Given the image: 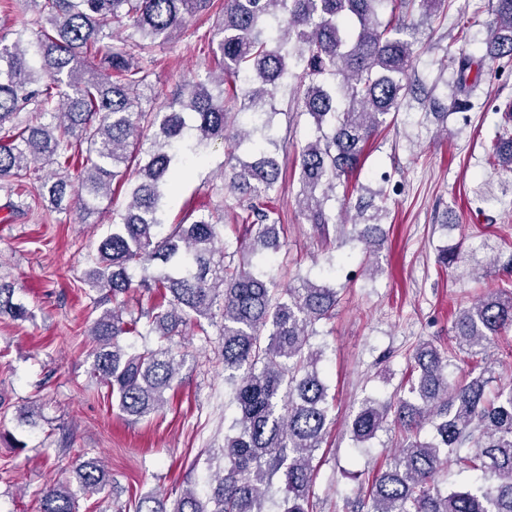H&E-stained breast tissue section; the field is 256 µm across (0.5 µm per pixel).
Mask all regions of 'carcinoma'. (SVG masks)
<instances>
[{"mask_svg": "<svg viewBox=\"0 0 512 512\" xmlns=\"http://www.w3.org/2000/svg\"><path fill=\"white\" fill-rule=\"evenodd\" d=\"M30 16L16 39L0 35V222L11 224L42 208H70L75 170L86 217L125 187L127 204L112 210V229L88 255L87 282L102 308L91 328L94 375L137 419L158 411L178 385L184 356L172 337L189 324L210 342L205 324L220 319L224 385L238 414L224 425V466L205 495L185 488L172 500L152 494L134 512H268L274 480L283 484L280 512H310L313 459L329 423L322 352L311 347L315 324L333 317L336 288L307 278L279 290L257 258L280 247V215L273 204L281 176L277 89L296 83L295 112L313 119L317 135L296 156L308 223L330 236L328 193L361 164L365 146L401 110L411 91L415 17L434 15L446 0H24ZM217 10L206 35L218 84L189 79L165 108L142 109L139 90L150 83L153 51L192 20ZM485 53L452 59L451 94L429 101L433 114L467 112L483 81L484 62L512 69V0H488ZM124 24L129 33L109 32ZM248 123L237 125V116ZM153 130L143 147L142 129ZM247 141L252 161L235 158L219 197L242 210L236 250L224 246V203L191 210L174 224L162 218L188 164L216 139ZM492 158L512 171V102L505 104ZM384 188L358 196L349 240L367 252L386 242ZM238 260H233V257ZM159 263L162 273L149 269ZM141 271L134 279L131 269ZM157 292L160 311L134 313L129 294ZM0 283V314L16 320L28 309ZM147 322H142V319ZM512 327V290L495 289L463 309L452 325L470 363L486 362L491 341ZM156 332L157 348L132 352L126 336ZM449 363L430 342L414 355L408 394L381 404L365 399L347 420L352 440L364 443L393 424L405 434L398 457L374 474L364 512H512V383L489 394L488 369L448 378ZM433 435L420 436L425 426ZM471 446L462 456L460 449ZM454 464L491 483L448 489L439 476ZM67 480L43 488L40 512H76L79 495L99 493L111 478L97 456L80 455Z\"/></svg>", "mask_w": 512, "mask_h": 512, "instance_id": "obj_1", "label": "carcinoma"}]
</instances>
